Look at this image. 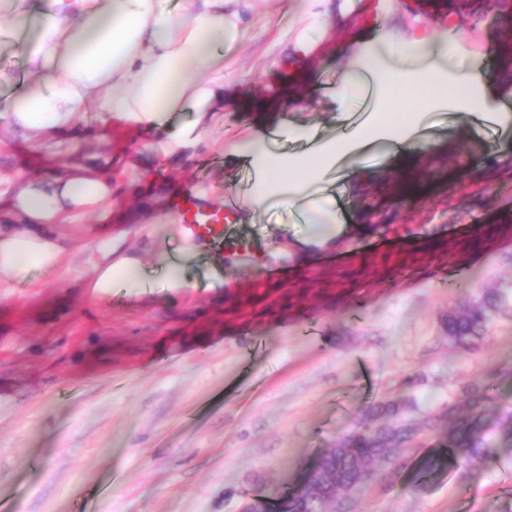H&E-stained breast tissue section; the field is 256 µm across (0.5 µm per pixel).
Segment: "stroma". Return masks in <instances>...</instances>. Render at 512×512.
Masks as SVG:
<instances>
[{"mask_svg":"<svg viewBox=\"0 0 512 512\" xmlns=\"http://www.w3.org/2000/svg\"><path fill=\"white\" fill-rule=\"evenodd\" d=\"M414 2L226 0L241 34L224 51V109L198 156L184 166L145 147L149 168L126 167L112 192L120 216L138 209L149 170L212 202L238 185L233 230L260 259L225 263L222 286L196 262L178 294L158 271L148 292L96 294L91 267L103 244L90 209L56 225L66 244L56 267L0 276V512H82L87 502L93 512H240L257 498L281 512L279 492L306 465L381 406L405 401L416 445L390 479L349 495L351 512H512V442L500 427L512 418V319H496L468 349L442 327L485 290L512 298V125L489 138L450 108L435 115L432 148L394 158L354 142L337 156L326 198L336 221L356 218L366 193L385 196L386 173L412 171L422 185L368 235L339 236L308 263L295 245L306 225L277 200L256 205L238 183V151L278 124L290 133L274 152L288 158L347 131L336 87L356 83L366 40L426 32L436 47L447 43V28ZM450 15L464 20L455 70L477 59L496 67L490 47L512 8ZM303 42L316 90L285 107L276 91ZM18 155L47 175L60 152L15 140L1 118L0 158ZM269 267L287 279L267 285ZM483 380L497 461L417 477L419 460L443 450V428L428 417Z\"/></svg>","mask_w":512,"mask_h":512,"instance_id":"35a3bbf8","label":"stroma"}]
</instances>
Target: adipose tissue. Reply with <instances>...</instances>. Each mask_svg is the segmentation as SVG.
Instances as JSON below:
<instances>
[{"mask_svg":"<svg viewBox=\"0 0 512 512\" xmlns=\"http://www.w3.org/2000/svg\"><path fill=\"white\" fill-rule=\"evenodd\" d=\"M12 31L22 34L30 84L19 98L0 104L17 139L48 140L62 148L77 142V113L94 109L104 123L118 120L148 138L166 132L174 113L192 107L195 118L173 140L174 149L193 154L203 142L211 113L224 108L225 43L237 25L224 14V0H0ZM396 84H422L428 97L397 98L391 107L421 118L466 87L456 99L461 112H493L512 122V107L499 96L497 75L481 66L447 73L435 68L400 70ZM346 141H323L314 156L282 165L265 140L244 159L261 174L258 200L276 198L294 206H314L312 187ZM113 178L95 158L75 171L25 177L0 189V206L11 224L0 227V274L20 276L32 265L54 266L63 251L53 227L70 221L76 209L91 207L100 220L111 218ZM96 293L145 287L139 254L104 258L93 267Z\"/></svg>","mask_w":512,"mask_h":512,"instance_id":"obj_1","label":"adipose tissue"}]
</instances>
